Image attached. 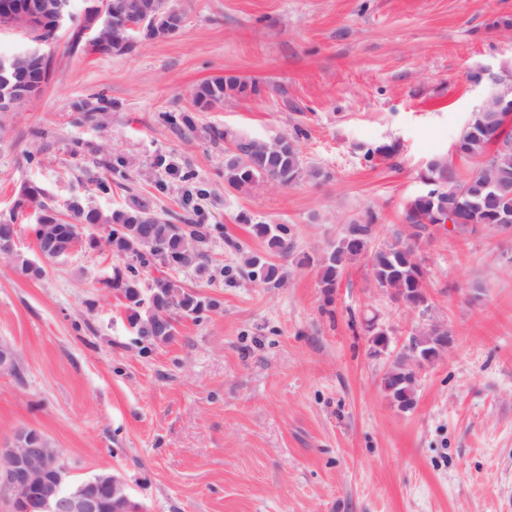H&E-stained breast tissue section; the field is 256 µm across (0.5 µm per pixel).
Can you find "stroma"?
<instances>
[{"label":"stroma","instance_id":"obj_1","mask_svg":"<svg viewBox=\"0 0 512 512\" xmlns=\"http://www.w3.org/2000/svg\"><path fill=\"white\" fill-rule=\"evenodd\" d=\"M179 33L123 55L44 45L47 84L7 115L0 221L35 256L27 185L57 209L79 196L137 200L199 224L205 274L183 288L217 301L145 352L103 278L125 258L82 246L23 278L0 261V340L20 376L0 375V445L21 426L60 448L74 480L118 475L140 512H512V230L425 231L427 312L376 288L366 258L325 297L311 257L354 220L372 247L408 233L427 163L512 69V0H174ZM247 91L201 109L194 88ZM298 134L319 181L224 183L233 138ZM392 144L366 161L362 146ZM285 224L268 254L253 227ZM269 256L251 282L241 253ZM390 331L374 354L366 318ZM455 342L397 411L381 378L421 323ZM241 264V268L252 281L260 283H276L282 278L279 266L275 263L268 262L266 259H260L256 254H243L241 257Z\"/></svg>","mask_w":512,"mask_h":512}]
</instances>
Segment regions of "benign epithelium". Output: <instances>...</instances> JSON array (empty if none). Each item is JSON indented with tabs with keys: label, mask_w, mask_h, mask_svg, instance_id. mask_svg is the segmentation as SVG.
<instances>
[{
	"label": "benign epithelium",
	"mask_w": 512,
	"mask_h": 512,
	"mask_svg": "<svg viewBox=\"0 0 512 512\" xmlns=\"http://www.w3.org/2000/svg\"><path fill=\"white\" fill-rule=\"evenodd\" d=\"M164 0H125L121 11L147 22L163 11ZM73 0H29L20 10L0 11V30L23 32L31 47L19 53H0V114L12 113L37 97L38 89L29 81V71L37 63L51 62L41 45L43 38L40 21L51 17L59 29L70 27L73 19ZM83 14L89 15L84 35L93 43L100 31L112 23V0H96L87 5ZM491 113L499 130H512V74L502 78L495 88L476 108ZM432 337L442 355L452 347L453 336L442 324L432 322L418 330ZM27 429H17L9 447L0 451V491L12 496L13 512H31V496L38 494V512H96V503L86 493L84 486L72 482L71 472L62 461V454L51 441L44 444L20 446L17 440L26 436Z\"/></svg>",
	"instance_id": "7a95c632"
}]
</instances>
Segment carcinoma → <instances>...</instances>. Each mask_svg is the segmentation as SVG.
Listing matches in <instances>:
<instances>
[{"label":"carcinoma","instance_id":"carcinoma-1","mask_svg":"<svg viewBox=\"0 0 512 512\" xmlns=\"http://www.w3.org/2000/svg\"><path fill=\"white\" fill-rule=\"evenodd\" d=\"M132 33L131 29L125 32L114 30L112 50L99 44L93 45V50L102 54L128 53L131 48L121 46V42ZM245 89L246 85L235 80L219 78L197 86L194 99L199 106L212 108L222 104L229 93ZM496 131L497 126L486 115L475 117L471 125L461 130L458 141L461 143L463 174L441 156L427 164L425 174L433 185L427 194L417 195L409 201L405 222L411 232L406 238H398L371 252L369 245L374 220L348 224L346 234L315 260L323 292L332 295L342 269L365 255L374 285L403 305L415 308L419 289L424 287L419 281L423 275V260L416 256L417 241L427 229L424 219L432 218L434 211L441 208V188L461 191L459 222L453 224V229L459 232L472 231L478 224H495L499 215L512 214V150H499L495 158H488L494 152ZM234 146L235 150L224 159V182L234 189L271 180L287 188L323 176L318 168L304 162L294 140L286 144L280 138H238ZM23 196L41 215L42 230L38 235L53 236V241L69 251L85 238L96 240L89 230H108L105 247L117 256L130 259V263L122 268L114 267L112 275L103 283L126 301L127 320L137 342L151 346L167 343L176 336L180 320L197 322L205 312L216 307L215 302L184 290L163 271L148 283L141 279L142 270L147 267L206 270V257L199 248L204 238L202 231L163 219L140 202L101 209L77 198L67 204L70 220L62 221L44 201L46 194L41 188L27 187ZM254 230L269 251L282 256L290 253L292 236L288 225L256 224ZM5 257L11 268L23 276L40 278L45 272L42 268L31 274L29 257L16 249L5 252ZM241 264L247 276L255 282L276 283L282 278L279 266L256 254H243ZM409 346L410 351L397 356L381 382L383 392L399 409L415 405L416 384L412 370L416 358L436 360V347L431 340L413 336Z\"/></svg>","mask_w":512,"mask_h":512}]
</instances>
